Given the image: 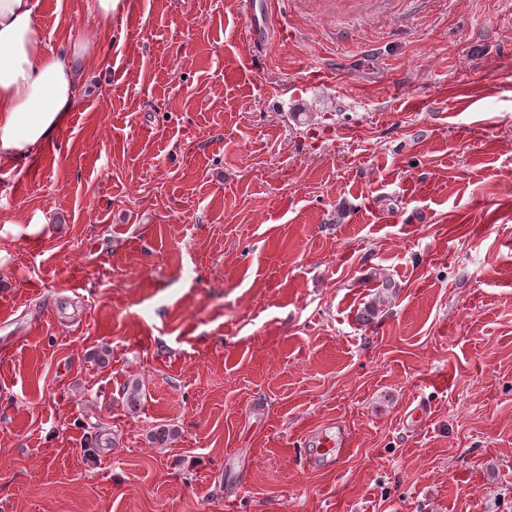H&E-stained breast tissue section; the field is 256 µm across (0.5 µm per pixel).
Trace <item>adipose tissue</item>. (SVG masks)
<instances>
[{
  "label": "adipose tissue",
  "instance_id": "1",
  "mask_svg": "<svg viewBox=\"0 0 512 512\" xmlns=\"http://www.w3.org/2000/svg\"><path fill=\"white\" fill-rule=\"evenodd\" d=\"M39 0H0V160L19 161L48 143L74 105L92 43L48 52Z\"/></svg>",
  "mask_w": 512,
  "mask_h": 512
}]
</instances>
